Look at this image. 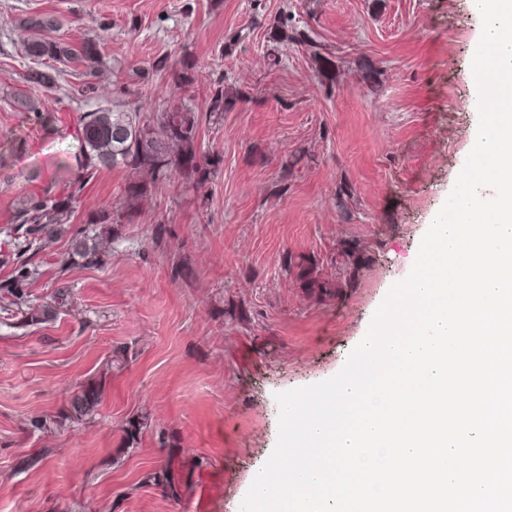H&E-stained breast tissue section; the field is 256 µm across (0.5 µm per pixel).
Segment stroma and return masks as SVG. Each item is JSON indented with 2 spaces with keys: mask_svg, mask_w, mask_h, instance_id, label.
<instances>
[{
  "mask_svg": "<svg viewBox=\"0 0 512 512\" xmlns=\"http://www.w3.org/2000/svg\"><path fill=\"white\" fill-rule=\"evenodd\" d=\"M31 13L100 41L95 98L11 110ZM481 28L470 0H0V283L26 198L76 175L81 113L124 90L147 117L193 109L211 160L134 199V170H100L30 250L41 320L0 292V512H240L277 394L337 375L456 183ZM84 227L103 263L69 259ZM88 382L97 415L66 420Z\"/></svg>",
  "mask_w": 512,
  "mask_h": 512,
  "instance_id": "stroma-1",
  "label": "stroma"
}]
</instances>
